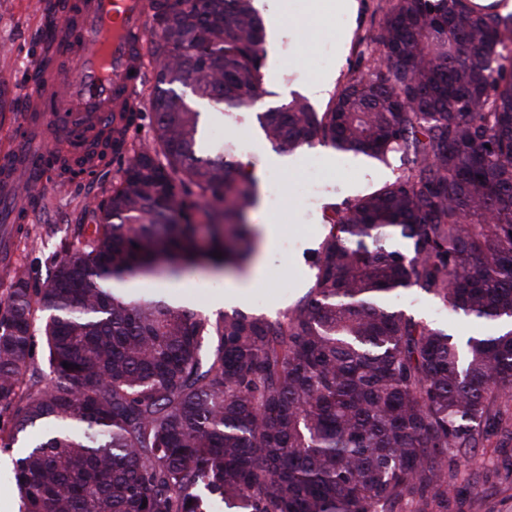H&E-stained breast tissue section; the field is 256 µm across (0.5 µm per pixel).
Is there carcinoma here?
I'll return each instance as SVG.
<instances>
[{"label":"carcinoma","mask_w":512,"mask_h":512,"mask_svg":"<svg viewBox=\"0 0 512 512\" xmlns=\"http://www.w3.org/2000/svg\"><path fill=\"white\" fill-rule=\"evenodd\" d=\"M151 10L144 56L166 62L152 142H134L141 113L128 109L80 152L57 153L63 182L109 157L125 166L42 286L15 267L0 293L3 447L50 426L15 460L21 512H452L478 497L459 463L493 437L500 454L512 447V13L388 0L374 64L327 111L299 97L260 115L283 153L318 142L397 155L400 172L330 207L294 306L212 319L127 287L241 268L256 248L257 180L230 143L198 155L199 113L161 85L247 109L263 92V22L253 0ZM204 202L220 214L200 251ZM411 287L508 329L459 341L390 304Z\"/></svg>","instance_id":"obj_1"}]
</instances>
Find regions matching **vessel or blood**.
I'll use <instances>...</instances> for the list:
<instances>
[{
    "instance_id": "1",
    "label": "vessel or blood",
    "mask_w": 512,
    "mask_h": 512,
    "mask_svg": "<svg viewBox=\"0 0 512 512\" xmlns=\"http://www.w3.org/2000/svg\"><path fill=\"white\" fill-rule=\"evenodd\" d=\"M79 24L70 39L76 66L71 73H45L32 95L41 97L45 84L56 87L59 116L29 112L22 129L0 150V220L27 221L32 204L19 201L17 179L42 186L51 169L54 140H78L92 135L122 107L133 105L137 86L132 77L140 70L151 36L150 0H73Z\"/></svg>"
}]
</instances>
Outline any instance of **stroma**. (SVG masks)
Masks as SVG:
<instances>
[{"instance_id":"35a3bbf8","label":"stroma","mask_w":512,"mask_h":512,"mask_svg":"<svg viewBox=\"0 0 512 512\" xmlns=\"http://www.w3.org/2000/svg\"><path fill=\"white\" fill-rule=\"evenodd\" d=\"M385 0H353L350 8L328 10L322 20H314L311 0H274L272 8L262 9L265 28L262 49L266 62L264 91L236 122L206 100L191 98L200 113L205 132L221 128L224 138L251 141L252 149L237 153L239 163L266 176L268 156L275 150L265 138L258 116L271 108L304 95L306 88L321 77L333 79L341 88L356 71L366 70L369 49ZM44 38L42 17L34 0H0V87L4 88L7 107L0 112V146L16 133L22 120L31 83L38 76V61ZM321 158L323 186L315 205H305L297 193L310 154ZM291 167L282 178L288 188V202L277 212L258 205L250 211L251 224L273 222L280 236L273 250L260 254L262 278L256 288L243 296L239 304L268 315L286 311L303 294L311 270L310 252L317 248L324 230L327 206L340 203L391 181L398 173L399 160L382 164L351 154H342L321 144L304 147L290 155ZM121 161L101 167L97 174L81 182L60 183L49 177L38 188L39 200L28 224L8 232L0 223V238L11 242V266L22 267L32 285H41L60 257L61 241L78 242L77 227L96 224L95 205L106 197L118 176ZM232 272H212L198 267L176 277L168 296L207 312L214 297L223 294ZM398 305L406 313L428 323L444 326L458 337L488 336L492 325L452 315L428 294L413 287L401 295ZM462 477L477 481L480 495L461 512H512V461L500 462L496 476L484 477L477 467H465Z\"/></svg>"}]
</instances>
